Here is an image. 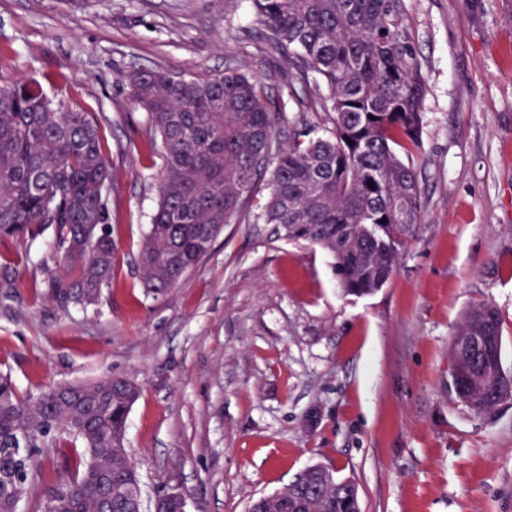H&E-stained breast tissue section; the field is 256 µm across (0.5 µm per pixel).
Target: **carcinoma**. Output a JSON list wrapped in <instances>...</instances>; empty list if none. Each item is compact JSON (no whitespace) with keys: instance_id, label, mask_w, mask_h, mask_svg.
<instances>
[{"instance_id":"cac0c4a2","label":"carcinoma","mask_w":512,"mask_h":512,"mask_svg":"<svg viewBox=\"0 0 512 512\" xmlns=\"http://www.w3.org/2000/svg\"><path fill=\"white\" fill-rule=\"evenodd\" d=\"M259 38L288 57V96L327 113L324 136L296 133L281 144L283 106L261 78L227 67L201 78L137 70L129 94L148 114L151 148L163 170L158 207L137 260L144 288L161 296L209 253L224 225L248 218L254 186L269 174L270 194L256 218L288 239L318 246L334 260L345 295L384 287L423 218L419 144L426 84L405 0H253ZM323 85L316 104L297 85ZM112 173L90 113L47 97L33 83L0 85V240L53 236L62 275L52 298L91 305L112 279L115 245L107 230ZM502 343L497 310L471 306L451 340L479 331ZM448 392L469 411L490 414L512 382ZM140 390L108 376L77 386L18 395L0 371V512H17L36 485L38 512H137L129 488L139 472L125 448L128 415ZM79 441L65 482H39L45 447ZM346 479L336 486L314 464L249 512H361Z\"/></svg>"}]
</instances>
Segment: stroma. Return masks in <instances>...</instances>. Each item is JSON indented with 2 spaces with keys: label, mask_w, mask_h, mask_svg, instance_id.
Returning <instances> with one entry per match:
<instances>
[{
  "label": "stroma",
  "mask_w": 512,
  "mask_h": 512,
  "mask_svg": "<svg viewBox=\"0 0 512 512\" xmlns=\"http://www.w3.org/2000/svg\"><path fill=\"white\" fill-rule=\"evenodd\" d=\"M406 7L427 82L424 213L388 283L343 295L329 255L255 220L263 179L251 219L155 299L135 260L163 161L129 74L232 64L276 96L286 61L256 39L252 0H0V84L41 83L101 127L116 243L85 308L48 293L52 236L0 241V369L23 397L135 380L126 446L144 500L175 488L189 512H246L321 463L355 482L362 512H512V402L476 415L448 394L450 339L475 303L497 308L512 370V0Z\"/></svg>",
  "instance_id": "1"
}]
</instances>
